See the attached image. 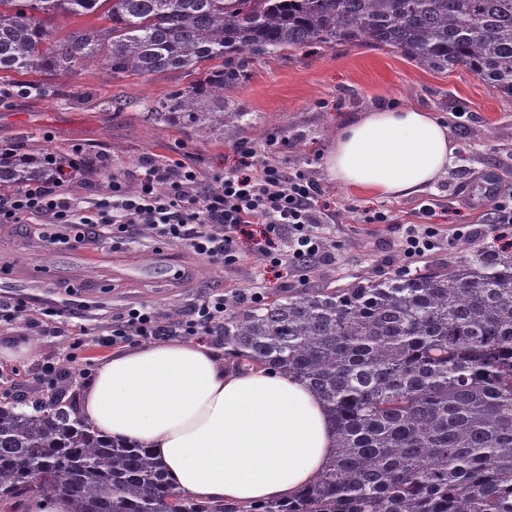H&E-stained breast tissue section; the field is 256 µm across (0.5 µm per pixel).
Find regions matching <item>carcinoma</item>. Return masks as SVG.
Returning <instances> with one entry per match:
<instances>
[{"label":"carcinoma","mask_w":512,"mask_h":512,"mask_svg":"<svg viewBox=\"0 0 512 512\" xmlns=\"http://www.w3.org/2000/svg\"><path fill=\"white\" fill-rule=\"evenodd\" d=\"M108 25L57 35L60 17ZM371 42L512 98V0H0V84L41 96L58 75L194 72L154 111L201 141L235 137L233 58ZM55 152L0 148V191L50 180ZM236 366L286 368L324 401L336 456L286 501L247 509L175 490L150 450L91 428L67 398L0 393V502L30 492L70 512H512V252L346 288L273 292L224 312Z\"/></svg>","instance_id":"carcinoma-1"}]
</instances>
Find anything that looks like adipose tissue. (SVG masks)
Returning a JSON list of instances; mask_svg holds the SVG:
<instances>
[{"label": "adipose tissue", "instance_id": "ef3b65f1", "mask_svg": "<svg viewBox=\"0 0 512 512\" xmlns=\"http://www.w3.org/2000/svg\"><path fill=\"white\" fill-rule=\"evenodd\" d=\"M454 151L428 112L384 107L340 128L326 165L347 187L403 198L447 173ZM80 412L111 437L149 448L175 488L201 501L292 497L335 451L322 402L296 377L224 369L201 344L113 353Z\"/></svg>", "mask_w": 512, "mask_h": 512}]
</instances>
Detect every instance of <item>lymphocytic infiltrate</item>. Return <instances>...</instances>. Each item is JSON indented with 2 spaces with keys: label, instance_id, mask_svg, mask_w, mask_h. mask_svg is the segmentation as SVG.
Returning <instances> with one entry per match:
<instances>
[{
  "label": "lymphocytic infiltrate",
  "instance_id": "lymphocytic-infiltrate-1",
  "mask_svg": "<svg viewBox=\"0 0 512 512\" xmlns=\"http://www.w3.org/2000/svg\"><path fill=\"white\" fill-rule=\"evenodd\" d=\"M244 154L254 160L250 172L217 173L206 180L180 160L145 161L136 190H129L123 178L113 177L89 215L76 197L62 191V184L72 176L63 168L54 179L0 192V224H20L36 216L49 224H108L116 236L146 229L201 258L228 265L238 259L239 232L261 224L266 234L257 250L272 262L280 264L291 257L311 265L323 260L327 243L314 230L326 221L316 206L320 183L304 172H287L274 160L256 159L253 149H245ZM225 307L223 294H210L170 327L161 324L151 307L132 308L113 320L101 341L115 345L206 336L223 324Z\"/></svg>",
  "mask_w": 512,
  "mask_h": 512
}]
</instances>
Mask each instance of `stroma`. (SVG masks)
Instances as JSON below:
<instances>
[{"label": "stroma", "instance_id": "1", "mask_svg": "<svg viewBox=\"0 0 512 512\" xmlns=\"http://www.w3.org/2000/svg\"><path fill=\"white\" fill-rule=\"evenodd\" d=\"M204 71L171 70L150 76H111L96 65L53 77L58 95L13 96L0 105V144L44 147L72 155L91 154L96 171H79L70 194L93 210L110 175L134 180L143 161L180 159L202 177L241 169V145L257 156H272L288 171L302 170L324 192L321 211L332 221L320 225L330 257L307 267L291 260L278 266L254 244L263 225L240 234L238 260L200 261L189 249L144 231L113 245L112 228L88 224L80 242L51 243L41 219L0 224V301L22 304L13 324L0 326V347L27 348L24 356H0V372L14 376L17 393L43 390V365L71 373L74 395L88 384L81 369L96 370L109 348L88 343L69 361V329L102 333L112 320L140 304L174 307L188 315L204 296L226 299L297 288H342L363 279L406 276L424 268L443 269L464 255L500 253L489 224V179L512 192V99L493 93L465 69L434 72L388 47L368 42L290 51L278 57L243 56L236 82L225 85L228 107L246 112L248 123L236 139L201 141L181 130L151 123L146 114L169 94L203 79ZM408 106L430 112L449 129L456 146L446 175L405 199L376 196L338 184L325 159L339 127L371 109ZM278 146H271V139ZM433 211L434 247L408 256L403 242L421 203ZM388 213V224H367L365 212ZM60 311L58 332H39L45 312Z\"/></svg>", "mask_w": 512, "mask_h": 512}]
</instances>
